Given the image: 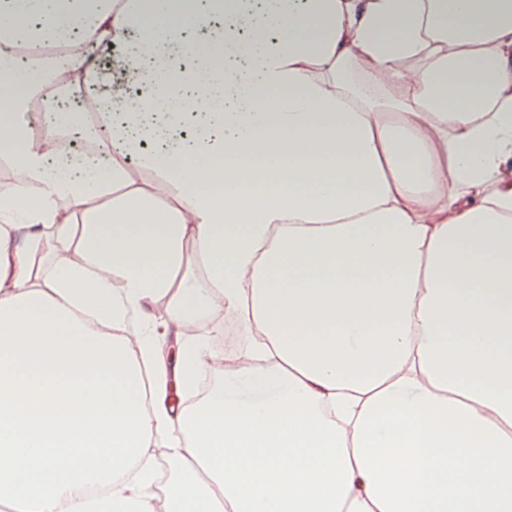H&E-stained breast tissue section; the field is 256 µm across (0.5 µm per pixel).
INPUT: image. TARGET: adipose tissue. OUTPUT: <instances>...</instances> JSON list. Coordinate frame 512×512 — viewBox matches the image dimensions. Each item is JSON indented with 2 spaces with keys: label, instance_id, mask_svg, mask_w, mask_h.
I'll list each match as a JSON object with an SVG mask.
<instances>
[{
  "label": "adipose tissue",
  "instance_id": "adipose-tissue-1",
  "mask_svg": "<svg viewBox=\"0 0 512 512\" xmlns=\"http://www.w3.org/2000/svg\"><path fill=\"white\" fill-rule=\"evenodd\" d=\"M58 101L105 165L52 172ZM511 155L512 0H0V501L512 512ZM157 305L252 333L175 417L214 355Z\"/></svg>",
  "mask_w": 512,
  "mask_h": 512
}]
</instances>
